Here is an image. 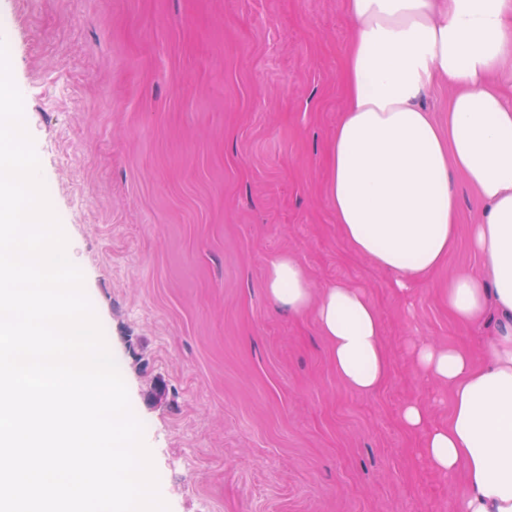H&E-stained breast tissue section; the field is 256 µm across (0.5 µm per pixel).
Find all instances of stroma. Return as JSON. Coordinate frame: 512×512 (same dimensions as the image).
Returning a JSON list of instances; mask_svg holds the SVG:
<instances>
[{"mask_svg": "<svg viewBox=\"0 0 512 512\" xmlns=\"http://www.w3.org/2000/svg\"><path fill=\"white\" fill-rule=\"evenodd\" d=\"M344 0H0V41L41 177L84 275L169 512H455L414 453L411 400L448 416L423 339L448 315L459 241L409 297L340 236L323 149L344 104ZM380 311L386 385L337 378L312 315L274 304L271 258Z\"/></svg>", "mask_w": 512, "mask_h": 512, "instance_id": "stroma-1", "label": "stroma"}]
</instances>
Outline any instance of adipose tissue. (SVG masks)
Instances as JSON below:
<instances>
[{"instance_id":"obj_1","label":"adipose tissue","mask_w":512,"mask_h":512,"mask_svg":"<svg viewBox=\"0 0 512 512\" xmlns=\"http://www.w3.org/2000/svg\"><path fill=\"white\" fill-rule=\"evenodd\" d=\"M345 13L346 106L324 148L342 238L407 294L454 249L461 188L487 204L468 230L482 267L449 278L448 314L466 328L495 312V333L415 343L420 372L448 388V418L415 400L401 422L419 435V456L457 484L458 512H512V0H345ZM439 81L452 91L444 130L422 104ZM266 289L290 312L313 313L351 391L384 386L390 357L364 289L338 281L313 293L288 254L269 261Z\"/></svg>"}]
</instances>
